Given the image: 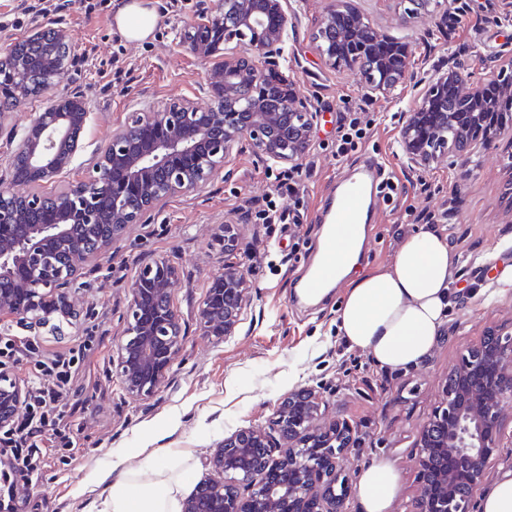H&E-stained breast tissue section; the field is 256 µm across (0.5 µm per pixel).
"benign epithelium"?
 Instances as JSON below:
<instances>
[{"label":"benign epithelium","mask_w":512,"mask_h":512,"mask_svg":"<svg viewBox=\"0 0 512 512\" xmlns=\"http://www.w3.org/2000/svg\"><path fill=\"white\" fill-rule=\"evenodd\" d=\"M295 15L293 0H207L176 29L174 41L207 65L208 102L176 97L128 113L83 177L52 195L0 187V332L66 318L81 263L105 254L167 198L205 189L235 151L248 145L267 163L300 164L313 146L319 112L297 95L285 66ZM315 39L325 63L359 71L369 93L415 81L416 103L400 116L399 150L409 169L424 171L446 155L465 176L473 157L504 138L512 141V124L494 123L485 87L459 69L414 74L409 46L390 47L393 39L345 0H328ZM232 42L245 51H228ZM70 48L65 31L39 29L0 52V81L14 87V105L65 80ZM450 86L465 111H448ZM89 119L80 94L51 97L11 137V181H55L82 150ZM178 278L173 259L155 257L141 263L129 283L112 368L131 400L147 401L160 391L181 350L186 329L173 303ZM247 288L242 264L224 262L197 310L206 335H234ZM26 398L25 387L0 369L1 436L13 432ZM509 403L512 335L492 332L461 353L443 405L416 443L423 461L419 512H475L485 464L504 445L502 412ZM326 406L321 387L303 386L274 408L269 430L241 428L224 438L208 462L215 478L196 486L182 512H345L346 495L336 493L338 460L357 446V429L346 420L318 427ZM436 454L448 457L449 468L430 470ZM276 467L291 478L264 480Z\"/></svg>","instance_id":"benign-epithelium-1"}]
</instances>
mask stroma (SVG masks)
<instances>
[{
	"label": "stroma",
	"mask_w": 512,
	"mask_h": 512,
	"mask_svg": "<svg viewBox=\"0 0 512 512\" xmlns=\"http://www.w3.org/2000/svg\"><path fill=\"white\" fill-rule=\"evenodd\" d=\"M58 3L56 14L33 21L24 0H0V49L47 26L65 30L76 47L78 59L61 88L86 99L91 119L84 151L59 179L64 185L81 179L93 152L129 112L174 97L203 98L206 68L172 44L174 28L194 16L199 0H148L157 26L140 43L126 39L111 12L90 18L83 0ZM350 4L411 47L414 71L451 62L488 84L512 71V12L505 0H433L415 17L408 15L406 0ZM299 5L286 56L298 95L320 113L310 154L291 171L243 148L205 190L167 199L106 256L79 271L72 298L77 321L29 330L47 355L78 349L86 336L97 343L85 352L67 397L74 444L53 446L42 457L20 490L18 512H101L111 487L104 475L118 461L140 488L163 479L176 500H184L208 478L206 461L224 436L241 427H268L275 404L301 385L324 388L330 401L325 421L343 417L358 425L361 445L340 461L348 512H358V475L375 459L390 462L400 476L392 512H416V442L435 415L449 372L464 347L480 343L492 328L512 325V287L502 281L512 272V144L501 141L480 155L465 177L445 158L429 170H410L397 140L399 116L416 101L412 81L393 95L366 96L358 72L326 65L316 49L313 34L327 0ZM348 106L363 109L371 125L361 144L342 157L336 141ZM42 107L35 98L0 112V176L7 173L11 134ZM370 158L408 192L378 199L361 269L387 266L408 236L431 225L447 235L457 256L448 320L431 358L392 371L347 349L336 325L343 288L316 303L293 302L315 260L328 194ZM288 174L299 182L292 194L279 188ZM270 198L286 223L256 222V209ZM228 224L237 227L252 286L234 336L217 343L197 329L196 314L224 267ZM156 256L172 258L179 268L173 301L189 332L170 383L139 404L124 397L112 353L124 333L130 279L141 262Z\"/></svg>",
	"instance_id": "obj_1"
}]
</instances>
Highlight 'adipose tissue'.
<instances>
[{"instance_id": "ef3b65f1", "label": "adipose tissue", "mask_w": 512, "mask_h": 512, "mask_svg": "<svg viewBox=\"0 0 512 512\" xmlns=\"http://www.w3.org/2000/svg\"><path fill=\"white\" fill-rule=\"evenodd\" d=\"M366 227L352 225L329 250L333 286H344L337 309L339 329L349 348L366 352L383 368L412 366L428 358L448 316L449 277L455 262L447 237L430 228L408 237L387 266L360 271L357 258ZM399 475L379 460L361 471L359 512H391ZM176 502L140 491L128 470L116 471L104 512H175Z\"/></svg>"}]
</instances>
